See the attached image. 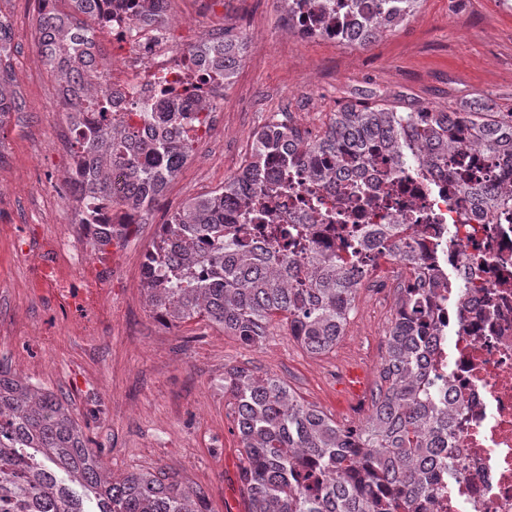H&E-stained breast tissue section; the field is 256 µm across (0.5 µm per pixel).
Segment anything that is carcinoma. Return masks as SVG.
Segmentation results:
<instances>
[{
    "mask_svg": "<svg viewBox=\"0 0 512 512\" xmlns=\"http://www.w3.org/2000/svg\"><path fill=\"white\" fill-rule=\"evenodd\" d=\"M71 12L41 14L39 47L49 70L66 84L74 112L98 113L100 122L71 135L73 155L92 169L80 190L84 223L95 201L112 202L122 228L147 210L148 198L173 179L187 160L192 124L187 107L161 99L159 135L150 140L127 125L112 129L106 75L91 53H75L76 30L112 25L113 0H69ZM288 18L312 13L319 26L336 23V38L366 43L407 16L416 0H283ZM13 33L0 16V116L21 112L20 98L6 95ZM197 56L224 80L236 54L224 59L203 44ZM479 153L500 162L495 184L456 176V186L491 214L512 207V112L476 102L458 112L420 109L393 112L348 104L333 113L327 133L312 140L281 122L253 134L252 152L224 189L193 198L162 225L142 263L143 292L151 313L168 324L193 319L237 337L247 346L266 340L281 314L288 335L311 355H323L344 336L359 288L353 265L335 252L310 249L307 263L290 258L293 236L271 227L278 250L241 244L238 223L263 224L262 198L288 189L280 172L302 168L318 187L368 164L377 154L412 156L426 173L440 171L455 155ZM124 171L121 190L112 169ZM395 224H380L359 248L384 247ZM431 290L405 293L386 332L384 385L375 411L361 426L340 424L303 401L284 379L247 368L224 373L244 465L241 480L248 512H398L408 498L416 512L434 494L440 472L452 469L439 455L452 435V414L428 371ZM102 449L92 446L88 425L63 396L33 393L0 364V512H206V496L162 472L139 469L118 482L99 471Z\"/></svg>",
    "mask_w": 512,
    "mask_h": 512,
    "instance_id": "obj_1",
    "label": "carcinoma"
}]
</instances>
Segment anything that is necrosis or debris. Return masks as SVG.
Segmentation results:
<instances>
[{
    "mask_svg": "<svg viewBox=\"0 0 512 512\" xmlns=\"http://www.w3.org/2000/svg\"><path fill=\"white\" fill-rule=\"evenodd\" d=\"M167 19L141 13L138 0H113L112 69L109 83L112 125L153 128L160 90L177 98L192 87L203 125L192 136L206 138L221 129L224 85L211 81L203 65L173 48ZM269 222L281 232L295 228L320 247L337 244L336 225L373 228L396 224L423 265L453 289H440L431 338V375L459 407L449 453L459 465L440 480L431 512H512V209L492 215L458 193L447 177L418 175L412 157L377 160L354 179L320 189L298 201L287 196L266 202ZM109 222L99 210L88 223L72 227L71 239L43 252L55 264L58 252L80 268L91 259V245ZM398 251L367 255L359 288L395 304L424 279L410 275Z\"/></svg>",
    "mask_w": 512,
    "mask_h": 512,
    "instance_id": "1",
    "label": "necrosis or debris"
}]
</instances>
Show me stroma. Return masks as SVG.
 <instances>
[{"label": "stroma", "instance_id": "35a3bbf8", "mask_svg": "<svg viewBox=\"0 0 512 512\" xmlns=\"http://www.w3.org/2000/svg\"><path fill=\"white\" fill-rule=\"evenodd\" d=\"M168 13L173 46L223 29L242 36L244 46L224 89L223 132L198 145L163 191L181 206L234 176L254 131L275 120L313 130L348 103L449 112L487 97L499 110L512 109V0H417L410 15L365 46L298 38L282 22L281 0H169ZM0 15L14 33L10 88L25 102L0 121V364L27 368L32 384L69 399L113 472L155 467L202 490L208 512H247L225 371L277 375L349 423L352 397L340 379L357 370L364 389L374 388L371 369L382 359L391 315L359 299L345 336L321 357L307 354L278 320L257 347L199 319L163 324L143 302L140 275L170 218L156 207L102 255L116 269L110 283H98L88 265L68 291L69 264L49 272L39 261L76 219L59 191L74 164L69 131L52 109L62 84L38 50L37 0H0ZM21 246L27 255L18 254Z\"/></svg>", "mask_w": 512, "mask_h": 512}]
</instances>
